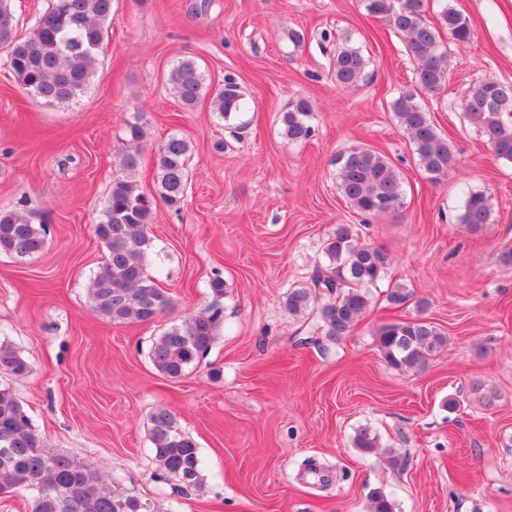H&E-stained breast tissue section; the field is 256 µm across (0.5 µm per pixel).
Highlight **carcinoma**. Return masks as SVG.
<instances>
[{"mask_svg":"<svg viewBox=\"0 0 512 512\" xmlns=\"http://www.w3.org/2000/svg\"><path fill=\"white\" fill-rule=\"evenodd\" d=\"M49 8L25 32L12 0H0V50L18 84L32 98L48 105L65 104L82 96L93 82L104 43L115 20L114 0H49ZM426 0H363L366 12L381 19L403 42L414 64V85L398 95L391 111L408 135L419 168L440 183L457 165L454 146L443 137L424 109L421 98L435 95L446 84L450 53L443 41L464 44L471 39L469 19L453 7L440 11L438 24L425 18ZM367 60L353 45L344 46L333 61V77L340 88L358 85L366 75ZM168 85L178 101L193 108L203 94V76L193 58L179 61L170 71ZM213 109L225 118L241 112L244 94L233 81L212 97ZM311 104L300 99L283 113L284 136L293 142L308 139ZM467 120L482 133L498 158L512 162V84L484 79L467 95ZM128 147L120 162L129 171L137 168L143 126L127 124ZM189 141L171 134L155 154L157 195L170 208H179L187 185ZM337 189L357 211L389 216L404 208L405 195L399 171L379 151L354 147L341 160ZM491 219L487 197L469 193L461 223L478 232ZM153 202L131 178H118L94 226L106 248L103 266L90 280L88 295L93 310L116 323L149 322L172 306L169 294L149 273L153 255L150 224ZM46 230L21 214L0 212V252L25 257L42 252ZM328 272L317 271L310 286L288 294L292 315H303L320 296L327 300L318 317L322 335L337 343L350 336L371 307L370 288L386 274L391 257L381 246L359 242L349 224H339L324 247ZM413 299L404 284L391 288L387 301L403 306ZM222 327L218 311L204 310L165 328L150 349L156 371L165 378L184 377L208 353ZM379 352L392 368L418 372L448 348V335L436 323L419 317L385 323L377 330ZM30 365L8 340H0V376H22ZM149 439L160 479L201 489L204 475L199 448L182 430L171 410L156 407L148 416ZM354 447L366 454L380 447L369 428L355 431ZM19 491L29 494L30 512H151L135 496L118 495L106 486L104 474L93 463L44 446L31 418L12 388L0 383V498ZM368 512H395V503L380 489L369 496Z\"/></svg>","mask_w":512,"mask_h":512,"instance_id":"cac0c4a2","label":"carcinoma"}]
</instances>
